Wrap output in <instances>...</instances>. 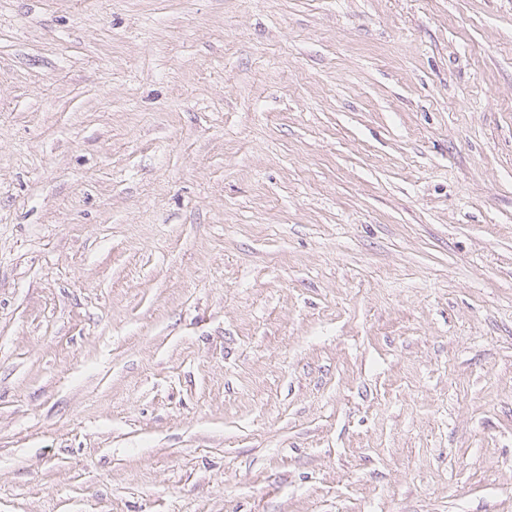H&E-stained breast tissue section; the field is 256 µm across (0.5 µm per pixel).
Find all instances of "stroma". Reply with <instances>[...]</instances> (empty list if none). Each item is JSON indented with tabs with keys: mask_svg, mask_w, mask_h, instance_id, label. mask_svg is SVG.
I'll return each mask as SVG.
<instances>
[{
	"mask_svg": "<svg viewBox=\"0 0 512 512\" xmlns=\"http://www.w3.org/2000/svg\"><path fill=\"white\" fill-rule=\"evenodd\" d=\"M0 512H512V0H0Z\"/></svg>",
	"mask_w": 512,
	"mask_h": 512,
	"instance_id": "1",
	"label": "stroma"
}]
</instances>
